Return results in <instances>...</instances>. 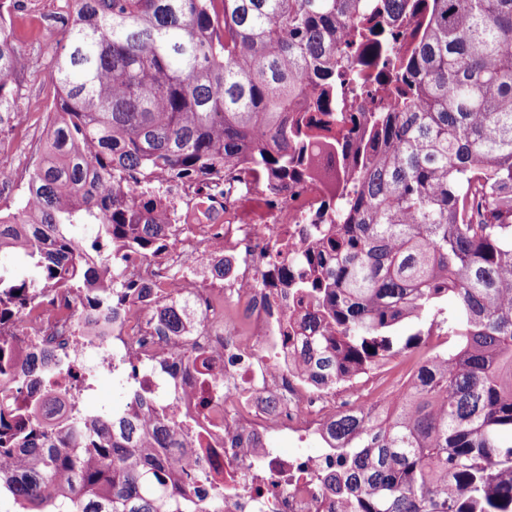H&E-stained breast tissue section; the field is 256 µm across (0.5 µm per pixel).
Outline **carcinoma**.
Wrapping results in <instances>:
<instances>
[{"instance_id": "cac0c4a2", "label": "carcinoma", "mask_w": 512, "mask_h": 512, "mask_svg": "<svg viewBox=\"0 0 512 512\" xmlns=\"http://www.w3.org/2000/svg\"><path fill=\"white\" fill-rule=\"evenodd\" d=\"M58 88L42 152L15 212L0 213V323L44 292L119 310L141 295L127 254L168 243L158 174L205 180L241 156L297 178L311 142L341 155L335 219L274 270L305 310L286 324L316 377L367 374L418 352L403 321L439 323L451 357L420 361L387 420L336 414L341 480L356 512H512V0H67ZM0 13V122L16 112L24 52ZM371 67L388 112H338L341 85ZM80 224L95 226L78 238ZM171 307L164 329L180 331ZM0 336V490L18 512H224L163 476L183 447L166 409L147 423L71 414L62 380L29 361L15 400Z\"/></svg>"}]
</instances>
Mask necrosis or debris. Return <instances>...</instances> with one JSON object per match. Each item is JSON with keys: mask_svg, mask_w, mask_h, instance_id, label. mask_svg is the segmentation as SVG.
<instances>
[{"mask_svg": "<svg viewBox=\"0 0 512 512\" xmlns=\"http://www.w3.org/2000/svg\"><path fill=\"white\" fill-rule=\"evenodd\" d=\"M330 152L314 144L304 175L274 189L245 163L204 188L160 178L170 242L155 257L127 260L124 269L130 281L149 286L148 302L128 305L119 319L77 309L66 293L35 304L0 325L16 366L34 355L60 363L89 355L112 375L116 358L126 357L140 368L134 386L146 398L141 415H154L160 402L173 417L196 423L186 447L165 453L175 477L199 473L195 487L206 495L221 488L224 512H338L323 481L336 468L328 423L342 411L390 417L393 386L364 375L321 385L297 369L292 358L300 344L282 336L279 325L303 305L270 277L275 245L298 249L305 228L335 208L339 171L320 162ZM166 305L190 310L178 334L160 328ZM277 436L287 437L293 454L272 447ZM313 441L320 453H305ZM215 449L222 452L217 461Z\"/></svg>", "mask_w": 512, "mask_h": 512, "instance_id": "1", "label": "necrosis or debris"}]
</instances>
